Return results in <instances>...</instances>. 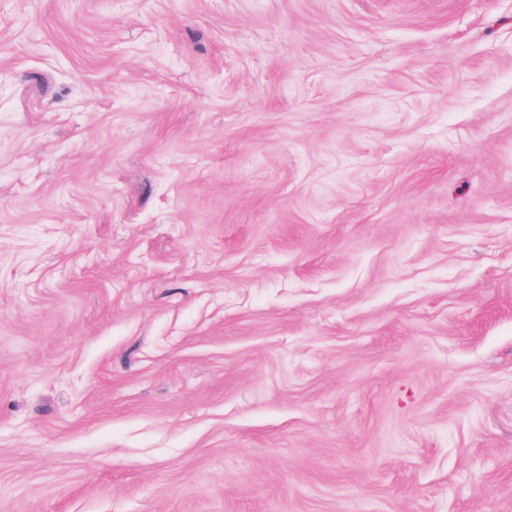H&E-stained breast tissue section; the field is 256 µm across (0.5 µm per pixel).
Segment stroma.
Segmentation results:
<instances>
[{
    "instance_id": "1",
    "label": "stroma",
    "mask_w": 512,
    "mask_h": 512,
    "mask_svg": "<svg viewBox=\"0 0 512 512\" xmlns=\"http://www.w3.org/2000/svg\"><path fill=\"white\" fill-rule=\"evenodd\" d=\"M0 512H512V0H0Z\"/></svg>"
}]
</instances>
